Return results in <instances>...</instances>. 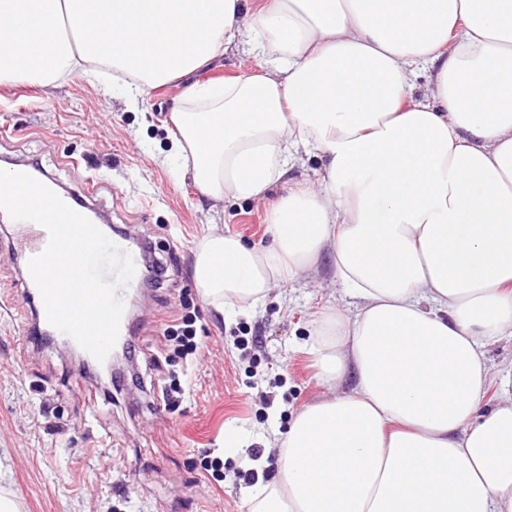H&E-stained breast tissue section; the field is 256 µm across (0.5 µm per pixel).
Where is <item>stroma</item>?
<instances>
[{
  "mask_svg": "<svg viewBox=\"0 0 512 512\" xmlns=\"http://www.w3.org/2000/svg\"><path fill=\"white\" fill-rule=\"evenodd\" d=\"M257 66L235 42L195 78L221 82ZM181 89L171 82L132 98L109 69L46 89L22 79L0 86V165L35 161L72 194L92 191L93 208L149 239L165 268L136 310L137 354L114 386L77 374L62 346L31 339L15 230L0 223V484L22 512H248L250 449L266 461L259 482L276 483L277 435L324 394L310 354L317 319L351 306L328 255L316 279L281 283L257 303L219 311L195 285L212 230L258 249L274 240L269 204L216 207L192 180H177L168 120ZM187 308L201 360L189 394L168 407L162 393L182 361L163 332ZM228 432L235 448L224 445ZM206 458L223 463V481L202 469Z\"/></svg>",
  "mask_w": 512,
  "mask_h": 512,
  "instance_id": "1",
  "label": "stroma"
}]
</instances>
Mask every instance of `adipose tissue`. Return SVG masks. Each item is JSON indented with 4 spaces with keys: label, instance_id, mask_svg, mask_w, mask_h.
<instances>
[{
    "label": "adipose tissue",
    "instance_id": "adipose-tissue-1",
    "mask_svg": "<svg viewBox=\"0 0 512 512\" xmlns=\"http://www.w3.org/2000/svg\"><path fill=\"white\" fill-rule=\"evenodd\" d=\"M243 35L257 72L193 82ZM104 66L130 94L185 80L179 176L210 201L267 200L299 151L324 163L273 202L271 248L216 231L195 260L220 307L327 252L355 301L317 320L328 393L250 512H512V395L480 409L484 347L512 336V0H0V83Z\"/></svg>",
    "mask_w": 512,
    "mask_h": 512
}]
</instances>
